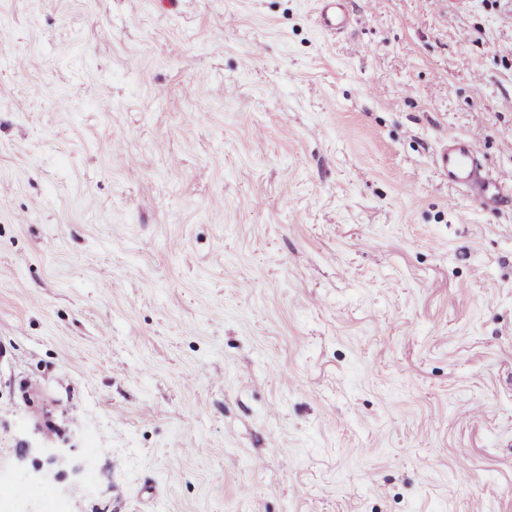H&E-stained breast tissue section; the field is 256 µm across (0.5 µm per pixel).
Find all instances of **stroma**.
<instances>
[{
  "instance_id": "stroma-1",
  "label": "stroma",
  "mask_w": 512,
  "mask_h": 512,
  "mask_svg": "<svg viewBox=\"0 0 512 512\" xmlns=\"http://www.w3.org/2000/svg\"><path fill=\"white\" fill-rule=\"evenodd\" d=\"M316 8L0 0L27 512H512V0ZM319 22L326 31L342 32L349 25L347 0H318ZM437 164L449 182L469 188L485 204L495 203L505 191L512 190L510 172L491 178L481 176L480 151L473 134L448 139Z\"/></svg>"
}]
</instances>
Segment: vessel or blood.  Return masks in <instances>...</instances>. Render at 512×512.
Masks as SVG:
<instances>
[{
  "label": "vessel or blood",
  "instance_id": "obj_1",
  "mask_svg": "<svg viewBox=\"0 0 512 512\" xmlns=\"http://www.w3.org/2000/svg\"><path fill=\"white\" fill-rule=\"evenodd\" d=\"M318 3L319 22L324 30L339 33L348 27L347 0H318ZM437 164L449 182L469 188L483 203L496 202L504 192L512 190L511 173L482 177L475 135L450 138L441 150Z\"/></svg>",
  "mask_w": 512,
  "mask_h": 512
}]
</instances>
